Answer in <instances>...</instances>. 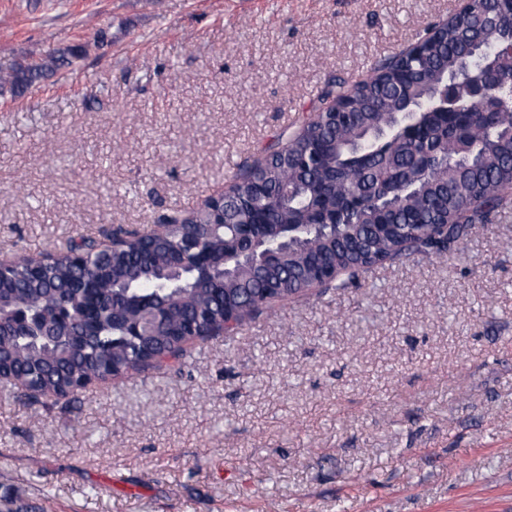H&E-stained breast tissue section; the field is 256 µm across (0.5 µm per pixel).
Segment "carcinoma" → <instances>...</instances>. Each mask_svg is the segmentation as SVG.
I'll use <instances>...</instances> for the list:
<instances>
[{"instance_id": "1", "label": "carcinoma", "mask_w": 512, "mask_h": 512, "mask_svg": "<svg viewBox=\"0 0 512 512\" xmlns=\"http://www.w3.org/2000/svg\"><path fill=\"white\" fill-rule=\"evenodd\" d=\"M512 18L485 25L483 4L457 14L416 50L376 67L353 87L329 81L321 115L282 129L227 188V224L212 206L173 211L144 242L112 231L100 249L84 237L33 270L0 277V311L26 310L35 328L0 327V369L17 386L67 399L87 378L106 381L186 356L184 334L237 335L254 320L313 288H341L360 273L414 252L441 259L463 247L512 190ZM82 45L0 70V95L17 97L84 58ZM496 61L501 82L488 115L468 103L469 84ZM460 109L444 120L434 95ZM414 111L413 138L402 130ZM183 264L186 275L170 271Z\"/></svg>"}]
</instances>
